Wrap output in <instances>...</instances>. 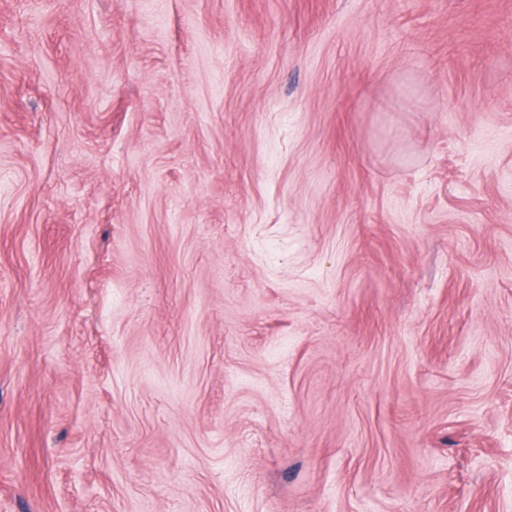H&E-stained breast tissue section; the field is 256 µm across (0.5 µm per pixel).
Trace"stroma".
Segmentation results:
<instances>
[{
	"label": "stroma",
	"instance_id": "stroma-1",
	"mask_svg": "<svg viewBox=\"0 0 512 512\" xmlns=\"http://www.w3.org/2000/svg\"><path fill=\"white\" fill-rule=\"evenodd\" d=\"M0 512H512V0H0Z\"/></svg>",
	"mask_w": 512,
	"mask_h": 512
}]
</instances>
